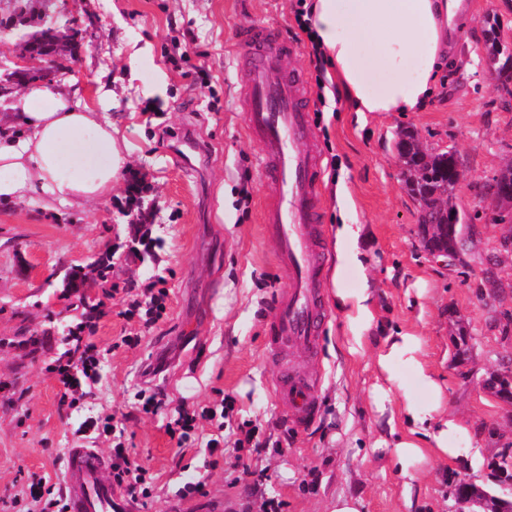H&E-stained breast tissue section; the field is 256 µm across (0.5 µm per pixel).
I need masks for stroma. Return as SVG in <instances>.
<instances>
[{"mask_svg": "<svg viewBox=\"0 0 512 512\" xmlns=\"http://www.w3.org/2000/svg\"><path fill=\"white\" fill-rule=\"evenodd\" d=\"M80 31L58 80L79 98L99 84L112 91L108 108L125 137L132 170L142 182L113 189L110 201L55 215L36 200L0 202V512L18 504L32 478L62 484L70 448L110 455L108 437L80 438L83 411L61 410L59 387L46 366L74 344L78 303H103L89 334L103 359L83 410L110 415L125 427L132 456L154 474L152 495L132 512H195L200 503L224 512H329L345 494L365 512H406L404 479L386 467L375 443L384 433L371 398L373 352L341 347L346 320L324 291L326 320L315 351L288 346L277 360L264 352V328L288 271L264 232L265 209L277 201L262 174L263 150L247 133L241 91L251 57L236 39L240 27L271 29L297 45L284 68L301 72L322 164L317 173L326 274L350 291L376 293L373 336L404 329L422 336L425 358L449 387V407L484 435L481 488L494 487L503 449L512 448V404L495 400L486 381L512 370V253L501 250L503 225L491 223L480 188L512 164V98L488 78L487 45L497 38L512 53V0H468L477 36L453 39L448 67L421 112L357 115L328 96L325 71L296 21V0H79ZM497 28H490L489 19ZM174 129L177 140L161 139ZM415 130L434 149L456 151L455 190L466 216L467 245L452 267L433 261L418 236V204L399 176L395 142ZM349 196L363 229L359 260L337 266L340 200ZM153 242L139 260L124 256L138 219ZM121 255L111 282L99 264ZM502 288L489 295L488 273ZM169 292L167 314L152 328L120 318L127 300L149 283ZM469 354L456 356L458 328ZM140 335L137 346L119 342ZM169 400L142 413L134 399L142 370L159 355ZM321 378L318 411L296 423L274 384L282 374ZM204 411L191 440L178 446L167 432L179 408ZM252 431L259 450L239 447ZM223 435L224 452L207 442ZM462 465L434 460L415 472V512H456V488L470 479ZM201 487L184 492L191 480Z\"/></svg>", "mask_w": 512, "mask_h": 512, "instance_id": "1", "label": "stroma"}]
</instances>
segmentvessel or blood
I'll return each instance as SVG.
<instances>
[{
	"label": "vessel or blood",
	"instance_id": "obj_1",
	"mask_svg": "<svg viewBox=\"0 0 512 512\" xmlns=\"http://www.w3.org/2000/svg\"><path fill=\"white\" fill-rule=\"evenodd\" d=\"M238 42L254 63L243 89L247 125L264 149V174L279 197L266 213L267 232L277 243V256L290 275V287L280 300L276 319L265 329V349L274 353L298 342L315 348L324 310L320 298L323 260L319 241L318 188L315 174L320 154L305 108L301 76L288 72L273 76L270 65L291 43L279 34L244 28ZM278 396L293 403L299 422L316 413L318 384L287 374L276 384ZM109 461L94 448H70L65 454L64 496L67 512H126L127 502L117 492Z\"/></svg>",
	"mask_w": 512,
	"mask_h": 512
}]
</instances>
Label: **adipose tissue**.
Instances as JSON below:
<instances>
[{
	"mask_svg": "<svg viewBox=\"0 0 512 512\" xmlns=\"http://www.w3.org/2000/svg\"><path fill=\"white\" fill-rule=\"evenodd\" d=\"M460 10V0H313L309 28L353 111L417 112L448 61V30ZM70 86L66 80L28 87L0 118V201L35 196L56 213L111 198L128 168L125 140L106 112L112 92L98 89L88 103L75 99ZM334 295L347 320L349 352H364L375 320L373 289L338 288ZM376 344L382 381L373 402L403 476L433 455L462 457L454 439L480 447L481 433L447 410L446 387L424 361L420 336L400 330ZM411 379L427 388V403L410 395Z\"/></svg>",
	"mask_w": 512,
	"mask_h": 512,
	"instance_id": "obj_1",
	"label": "adipose tissue"
}]
</instances>
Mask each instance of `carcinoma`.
I'll list each match as a JSON object with an SVG mask.
<instances>
[{"mask_svg":"<svg viewBox=\"0 0 512 512\" xmlns=\"http://www.w3.org/2000/svg\"><path fill=\"white\" fill-rule=\"evenodd\" d=\"M501 55L497 40L491 39L487 68L497 81L512 83V54L504 59ZM395 147L402 162L401 180L419 204L418 235L423 248L429 253L459 250L465 222L450 208L457 185L454 158L424 149L414 132L408 129L398 133Z\"/></svg>","mask_w":512,"mask_h":512,"instance_id":"obj_1","label":"carcinoma"}]
</instances>
